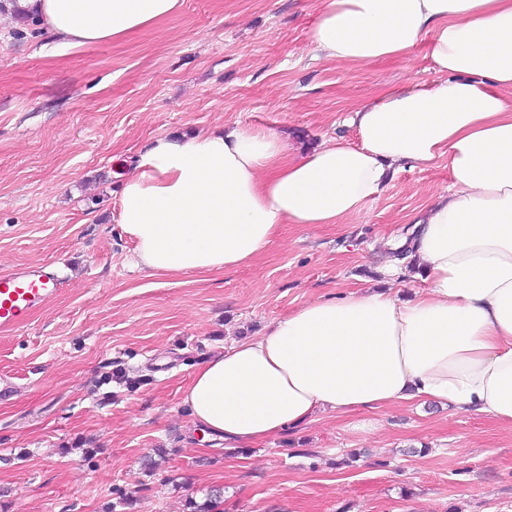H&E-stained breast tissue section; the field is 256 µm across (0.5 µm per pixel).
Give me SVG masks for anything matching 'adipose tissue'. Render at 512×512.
Returning <instances> with one entry per match:
<instances>
[{"label": "adipose tissue", "instance_id": "obj_1", "mask_svg": "<svg viewBox=\"0 0 512 512\" xmlns=\"http://www.w3.org/2000/svg\"><path fill=\"white\" fill-rule=\"evenodd\" d=\"M59 44L121 39L183 0H16ZM440 78L348 113L356 142L290 156L273 131L160 137L124 181L118 222L153 274L260 258L285 224H343L395 171L447 159L452 182L412 227L423 287L322 297L200 365L182 404L207 438L249 448L311 423L412 400L512 427V0H321L315 52L347 65L404 56L422 37Z\"/></svg>", "mask_w": 512, "mask_h": 512}]
</instances>
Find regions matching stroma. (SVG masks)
<instances>
[{
	"label": "stroma",
	"instance_id": "obj_1",
	"mask_svg": "<svg viewBox=\"0 0 512 512\" xmlns=\"http://www.w3.org/2000/svg\"><path fill=\"white\" fill-rule=\"evenodd\" d=\"M320 0H184L123 40L47 42L0 14V273L55 266L57 294L0 332V512H512V429L407 402L317 420L253 448L193 429L196 368L312 300L386 283L389 241L452 182L397 172L347 224H286L253 263L160 276L133 263L120 180L156 138L240 124L299 152L388 87L432 82L426 45L362 66L316 56Z\"/></svg>",
	"mask_w": 512,
	"mask_h": 512
}]
</instances>
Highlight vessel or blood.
<instances>
[{"mask_svg":"<svg viewBox=\"0 0 512 512\" xmlns=\"http://www.w3.org/2000/svg\"><path fill=\"white\" fill-rule=\"evenodd\" d=\"M58 273L50 267H23L0 274V331L22 326L57 292Z\"/></svg>","mask_w":512,"mask_h":512,"instance_id":"vessel-or-blood-1","label":"vessel or blood"}]
</instances>
